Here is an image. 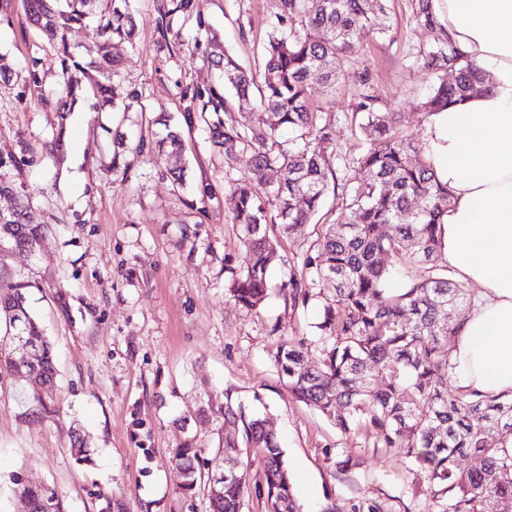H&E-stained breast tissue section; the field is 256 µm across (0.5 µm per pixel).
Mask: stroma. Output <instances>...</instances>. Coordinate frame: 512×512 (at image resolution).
<instances>
[{
  "label": "stroma",
  "instance_id": "35a3bbf8",
  "mask_svg": "<svg viewBox=\"0 0 512 512\" xmlns=\"http://www.w3.org/2000/svg\"><path fill=\"white\" fill-rule=\"evenodd\" d=\"M388 32L363 41L342 60L346 82L329 89L312 78L311 100L349 111L366 74L383 107L424 143L426 123L415 109L432 78L409 51L431 42L416 24L414 0H386ZM135 0L137 31L120 44L122 75L114 100L137 95L133 111L105 107L84 80L72 111L59 112L68 89L62 55L30 24L22 0H0V54L14 76L0 82V157L33 201L35 223L47 231L36 254H0V273L26 285L28 303L54 345L56 400L35 401L24 377L0 374V512H26L14 491L20 476L54 488L69 512H209L203 492L186 493L172 461L183 435L177 420L199 402L220 405L225 387L267 418L285 452L301 512L336 503L350 512L369 497L387 512H437L415 492L403 458L376 447L372 429L344 435L280 382L273 354L286 339H304L317 358L312 326L320 309L292 306L282 270L255 313L234 305L225 287L243 252L226 196L227 175L249 168L248 156L225 164L210 145L194 90L221 88L209 62L220 42L241 63L259 67L280 0ZM184 125L186 183L173 187L174 158L157 157L156 116ZM129 150L115 156L117 141ZM143 144V154L133 151ZM91 463H76L74 437ZM359 459L336 471L337 451Z\"/></svg>",
  "mask_w": 512,
  "mask_h": 512
}]
</instances>
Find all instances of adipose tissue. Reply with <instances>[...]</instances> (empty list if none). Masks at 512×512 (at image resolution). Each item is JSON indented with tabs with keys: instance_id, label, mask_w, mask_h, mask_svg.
<instances>
[{
	"instance_id": "adipose-tissue-1",
	"label": "adipose tissue",
	"mask_w": 512,
	"mask_h": 512,
	"mask_svg": "<svg viewBox=\"0 0 512 512\" xmlns=\"http://www.w3.org/2000/svg\"><path fill=\"white\" fill-rule=\"evenodd\" d=\"M455 49L493 88L433 114L426 152L451 204L442 260L472 286L451 360L459 393L512 399V0H432Z\"/></svg>"
}]
</instances>
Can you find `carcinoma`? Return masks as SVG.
Masks as SVG:
<instances>
[{"instance_id":"obj_1","label":"carcinoma","mask_w":512,"mask_h":512,"mask_svg":"<svg viewBox=\"0 0 512 512\" xmlns=\"http://www.w3.org/2000/svg\"><path fill=\"white\" fill-rule=\"evenodd\" d=\"M99 0H22L29 21L67 52L66 32L98 16L96 57L88 66L97 74L98 92L121 77V58L111 52L116 39L132 41L136 23L130 0H110L98 13ZM432 0H415L417 23L437 31L436 39L415 49L421 66L436 77L419 110L429 116L474 93L489 90L491 73L458 52L444 35L432 11ZM278 27L264 47L261 73L241 65L215 44L211 63L222 68L224 84L241 107L256 105L258 129L242 127L231 118L207 121L206 113L225 110L224 97L203 95L198 118L208 122L214 148L229 162L250 155L247 174L228 178L229 208L242 233L244 256L227 285L230 298L242 310H257L268 296L269 271L287 259L270 239L268 226L290 235L311 223L324 198L336 199V222L320 225L317 238L296 257L288 281L282 283L294 305L319 304L317 365L308 363L304 339H291L274 355L279 378L299 401L312 406L348 434L360 424L372 427L377 446L405 458L414 487L436 499L437 512H499L512 500V456L499 443L512 434V401L448 393L455 370L445 340L457 322L448 310L470 304L441 259L440 224L451 194L440 181L422 147L399 129L400 113L381 107L369 91L358 95L345 115L363 137L355 157L336 153V117L309 98V79L321 76L336 87L346 75L336 62L358 50L377 27L381 0H280ZM453 79H448V73ZM158 151L181 157V126L160 116ZM12 161L0 158V194L12 196L8 219L0 218L4 250L37 251L45 225L33 223L29 197L1 169ZM409 279L399 293L390 291L398 273ZM20 330L32 345L35 362H28L6 341ZM30 370L42 390L56 387L52 343L29 308L26 286L0 278V373ZM390 382L375 387L372 374ZM195 418L224 425V456L232 459L245 448L262 467L261 483L269 512H300L284 452L265 419L251 414L232 387L224 389V404L200 408ZM202 448L187 435L174 458L183 474L184 491H209L210 476L198 468ZM470 460L466 469L459 461ZM16 493L28 512H45V497L54 499L53 512H67L57 491L33 486L16 477ZM250 491L248 474L224 480V497L209 500V512H242Z\"/></svg>"}]
</instances>
